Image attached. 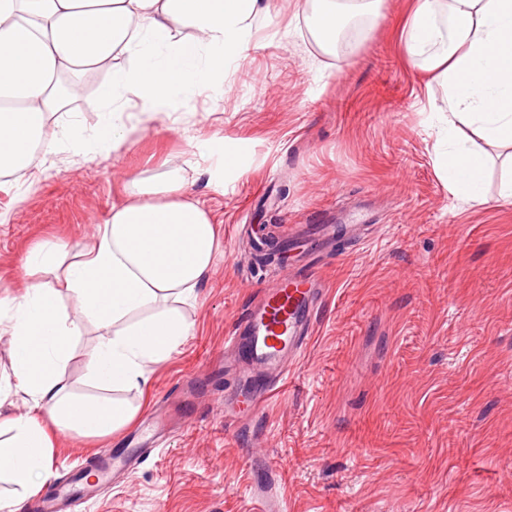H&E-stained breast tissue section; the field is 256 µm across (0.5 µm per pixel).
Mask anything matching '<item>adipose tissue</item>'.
Masks as SVG:
<instances>
[{
	"label": "adipose tissue",
	"mask_w": 512,
	"mask_h": 512,
	"mask_svg": "<svg viewBox=\"0 0 512 512\" xmlns=\"http://www.w3.org/2000/svg\"><path fill=\"white\" fill-rule=\"evenodd\" d=\"M382 0H302L300 14L319 48L335 52L357 18L376 21ZM261 0H0V176H25L37 147L52 146L49 120L59 77L101 68L111 102L94 149L130 142L140 123L171 102L223 93L224 75L246 50ZM192 28L187 40L174 30ZM406 50L431 82L444 86L448 117L437 133L436 167L450 191L485 203L492 162L486 148L512 146V0H413ZM140 123H132L128 106ZM484 146L471 148L473 139ZM133 190L79 253L39 245L22 267L24 293L7 305L6 331L23 413L0 419V476L24 496L48 477L61 433L106 437L135 409L118 390L148 384L192 333L182 314L223 254L210 209L187 192L182 173L133 180ZM111 328L88 364L89 379L109 390L90 398L62 379L83 322Z\"/></svg>",
	"instance_id": "1"
}]
</instances>
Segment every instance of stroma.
<instances>
[{"instance_id":"obj_1","label":"stroma","mask_w":512,"mask_h":512,"mask_svg":"<svg viewBox=\"0 0 512 512\" xmlns=\"http://www.w3.org/2000/svg\"><path fill=\"white\" fill-rule=\"evenodd\" d=\"M226 94L156 114L134 142L91 152L111 103L88 75L52 118L53 145L22 193L0 178V299L23 292L40 243L76 253L132 178L188 165L191 194L220 222L224 256L183 307L191 336L156 367L115 435L55 440L50 482L71 462L146 438L162 399L179 407L162 453L111 475L84 512H512V203L467 205L440 178L425 76L399 39L412 0H384L377 24L321 52L296 0H267ZM245 149L226 165L211 148ZM223 191H216V181ZM366 216L360 240L311 235L325 209ZM290 245L286 270L317 267L326 288L292 380L263 410L224 421L242 378L212 364L273 277L251 263L246 226ZM103 335L86 322L63 377L90 392Z\"/></svg>"}]
</instances>
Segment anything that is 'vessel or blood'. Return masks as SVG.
<instances>
[{
  "label": "vessel or blood",
  "instance_id": "1",
  "mask_svg": "<svg viewBox=\"0 0 512 512\" xmlns=\"http://www.w3.org/2000/svg\"><path fill=\"white\" fill-rule=\"evenodd\" d=\"M356 224H322L318 233L323 242L337 241L340 237H358ZM275 288L266 290L259 304L251 306L242 316L231 336L226 337L225 347L232 353L246 351L250 361L261 372V381L250 404L260 408L263 402L287 381L290 368L303 356L310 335V317L317 291L315 272L282 271L276 275ZM225 358V366L233 360ZM140 452L121 455H103L91 466L99 477L134 465ZM86 466L75 461L71 466L72 479L65 485L40 495L28 507V512H80L91 491L81 485V475Z\"/></svg>",
  "mask_w": 512,
  "mask_h": 512
}]
</instances>
